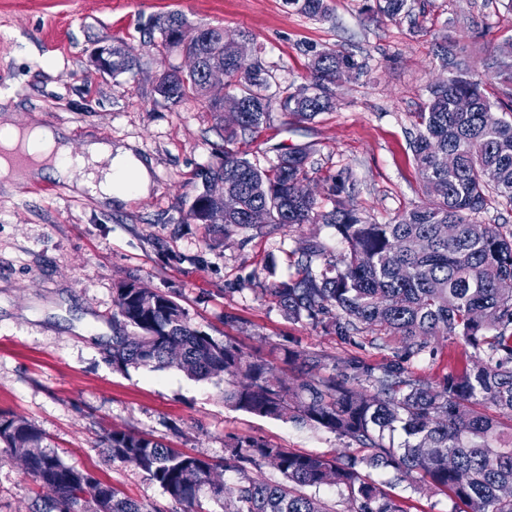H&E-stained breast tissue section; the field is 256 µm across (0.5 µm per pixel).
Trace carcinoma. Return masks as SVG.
<instances>
[{
	"label": "carcinoma",
	"mask_w": 512,
	"mask_h": 512,
	"mask_svg": "<svg viewBox=\"0 0 512 512\" xmlns=\"http://www.w3.org/2000/svg\"><path fill=\"white\" fill-rule=\"evenodd\" d=\"M409 2L375 0L371 10L392 19L408 17L414 25ZM289 4L307 18L330 19L326 0ZM149 25L160 34V41L146 42L155 52L182 45L197 60L187 72L166 71L155 88L159 100L176 104L197 96L221 112L225 100L234 99L243 109L239 125L224 129L221 166L201 174L202 191L186 221L218 228L226 238L259 223L270 231L325 224L347 244L344 256L315 270L311 257L320 245L312 243L302 249L305 262L296 276L265 289L288 317L321 323L346 338L376 327L401 337L407 357L425 351L429 337L446 336L471 347L474 359L448 372L439 385L396 361L376 369L348 361L336 366L337 379L306 377L290 385L265 361L194 326L172 296L126 283L117 289L114 306L133 335L112 337L113 364L174 365L199 378L222 375L228 385L224 401L231 406L333 432L363 455L300 453L229 435L224 470L239 475L229 492L214 479L217 466L210 459L159 439L111 429L101 451L143 471L183 512H202L205 489L224 501V512H405L364 474L368 468H391L411 486L427 479L466 504L468 512H512V425L506 428L480 410L490 404L512 419V291L499 288L502 280H512V234L477 223L488 190L512 204V119L498 115L503 104L487 92L489 84L512 85V38L489 53L480 79L459 43L446 34L436 40L435 53L448 77L429 87L410 142L424 199L377 224L355 203V184L347 175L332 187V207L320 209L304 185L311 147L286 148L267 169L231 148L259 133L275 108L297 122L332 110L343 70L355 71L358 79L367 73L366 62L310 47V82L274 97L268 94L273 73L240 59L223 29L207 27L194 41L177 14ZM137 61L133 48L112 45V74L132 71ZM212 64L224 66L222 90L204 80ZM460 97L472 100L471 111L457 110ZM448 153L457 157L451 169L441 165ZM254 213L260 216L257 224L251 221ZM44 439L31 421L0 414V453L20 459L25 474L50 491L45 512H164L120 496L111 483L44 450ZM267 465L282 480L251 476ZM323 486L346 495L329 503L307 492Z\"/></svg>",
	"instance_id": "cac0c4a2"
}]
</instances>
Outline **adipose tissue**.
I'll use <instances>...</instances> for the list:
<instances>
[{
  "label": "adipose tissue",
  "mask_w": 512,
  "mask_h": 512,
  "mask_svg": "<svg viewBox=\"0 0 512 512\" xmlns=\"http://www.w3.org/2000/svg\"><path fill=\"white\" fill-rule=\"evenodd\" d=\"M19 148L32 159L26 177L36 180L52 174L72 192L90 195L106 205L147 194L153 185L151 168L133 149L91 139L76 154L65 129L43 124L20 127L6 107L0 109V187L7 191L12 188L5 178L8 156Z\"/></svg>",
  "instance_id": "adipose-tissue-1"
}]
</instances>
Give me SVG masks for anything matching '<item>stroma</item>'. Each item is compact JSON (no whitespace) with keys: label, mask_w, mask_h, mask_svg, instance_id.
<instances>
[{"label":"stroma","mask_w":512,"mask_h":512,"mask_svg":"<svg viewBox=\"0 0 512 512\" xmlns=\"http://www.w3.org/2000/svg\"><path fill=\"white\" fill-rule=\"evenodd\" d=\"M366 4L330 0L331 18L319 22L287 0H0V96L17 123L68 127L76 154L90 138L130 143L154 168L149 193L120 206L63 184L51 196L0 192L1 414L34 422L65 462L166 512L181 507L141 470L101 453L105 432L126 429L219 463L229 435L309 454L358 455L357 446L326 430L234 409L224 401L223 377L198 379L173 365L113 367V336L132 333L112 318L114 290L129 280L174 296L195 326L291 382L309 371L297 357L303 350L325 356L322 376L337 361L376 367L398 358L435 384L468 361L470 348L456 339L433 337L425 352L403 359L398 337L367 328L346 340L288 318L265 289L295 274L309 242L323 247L312 258L316 268L345 253L326 225L254 229L210 248L207 227L184 220L202 188L196 172L224 159V120L198 98L173 106L154 94L165 68L189 64L181 52L160 56L146 45L150 19L173 12L188 30L214 26L244 41L249 60L273 72L275 94L306 83L305 47L368 60V75L341 85L334 110L302 123L273 111L240 148L266 168L275 146H313L306 184L318 202L327 203L335 178L350 176L360 208L380 224L421 202L409 142L428 86L447 77L434 42L459 37L471 70L482 74L488 53L512 38V9L506 0H414L411 24L366 12ZM119 39L136 48L140 66L102 74L91 52ZM372 477L406 512L462 508L433 486L411 489L391 470ZM48 495L18 460L0 456V512H42Z\"/></svg>","instance_id":"stroma-1"}]
</instances>
